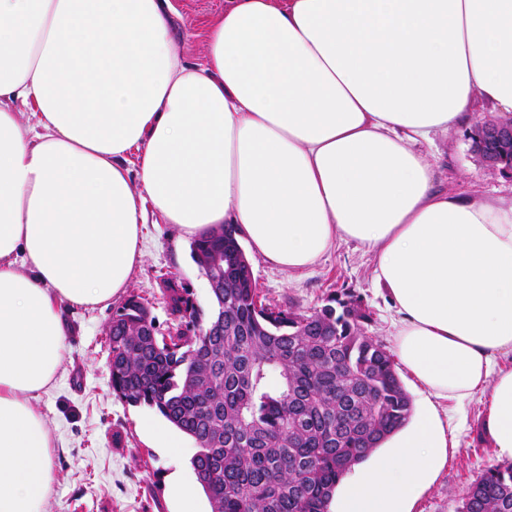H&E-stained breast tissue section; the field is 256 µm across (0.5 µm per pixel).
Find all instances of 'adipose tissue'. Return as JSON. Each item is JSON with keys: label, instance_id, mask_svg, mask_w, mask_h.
I'll use <instances>...</instances> for the list:
<instances>
[{"label": "adipose tissue", "instance_id": "ef3b65f1", "mask_svg": "<svg viewBox=\"0 0 512 512\" xmlns=\"http://www.w3.org/2000/svg\"><path fill=\"white\" fill-rule=\"evenodd\" d=\"M176 13L0 0V512H47L33 401L65 310L120 297L151 210L187 238L235 225L284 269L341 242L372 255L426 402L335 512H413L457 447L440 401L487 392L482 431L512 460V207L436 190L421 149L483 102L512 119V0H229L195 64Z\"/></svg>", "mask_w": 512, "mask_h": 512}]
</instances>
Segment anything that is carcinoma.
<instances>
[{
	"label": "carcinoma",
	"instance_id": "1",
	"mask_svg": "<svg viewBox=\"0 0 512 512\" xmlns=\"http://www.w3.org/2000/svg\"><path fill=\"white\" fill-rule=\"evenodd\" d=\"M191 257L224 279L212 315L170 280L177 322L165 335L128 298L108 335L113 392L194 440L212 512H329L344 475L413 411L392 355L364 334L370 314L349 292L308 314L260 302L231 224L193 242ZM456 512H512V467H486Z\"/></svg>",
	"mask_w": 512,
	"mask_h": 512
}]
</instances>
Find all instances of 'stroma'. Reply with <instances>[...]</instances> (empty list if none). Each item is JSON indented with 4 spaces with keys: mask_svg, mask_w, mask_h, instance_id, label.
I'll return each mask as SVG.
<instances>
[{
    "mask_svg": "<svg viewBox=\"0 0 512 512\" xmlns=\"http://www.w3.org/2000/svg\"><path fill=\"white\" fill-rule=\"evenodd\" d=\"M178 14L172 33L187 61L202 60L205 28L227 0H174ZM469 127L434 135L426 152L435 166L438 190L466 198L491 199L512 206V176L483 164L471 147ZM144 257L132 274L126 295L148 301L160 330L174 321L165 301L167 280L187 288L202 316L213 302L208 282L191 258V243L177 225L149 213L142 243ZM257 286L266 303L306 313L325 304L328 296L347 290L357 296L372 320L365 333L390 344L395 310L374 285V262L353 243H342L307 270L283 269L263 258L250 259ZM113 308H71L66 312L68 336L60 371L51 388L34 401L55 438L54 482L47 512H175L166 477L175 466L187 467L197 448L185 439L181 458L158 448L148 422L161 415L146 406L128 405L113 393L107 365L106 337ZM487 394L468 401L462 415L466 430L415 512H454L464 490L482 470L498 464L496 451L481 433Z\"/></svg>",
    "mask_w": 512,
    "mask_h": 512,
    "instance_id": "stroma-1",
    "label": "stroma"
}]
</instances>
